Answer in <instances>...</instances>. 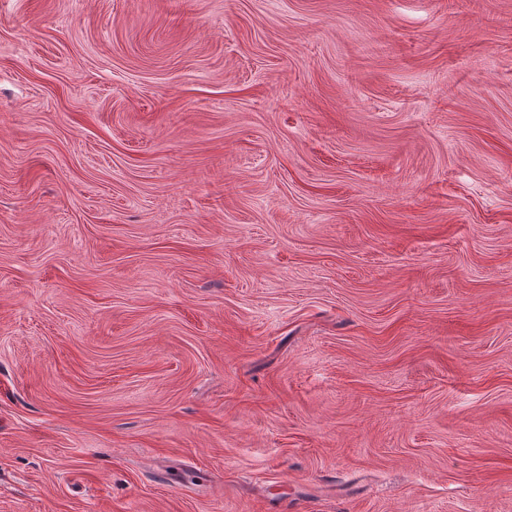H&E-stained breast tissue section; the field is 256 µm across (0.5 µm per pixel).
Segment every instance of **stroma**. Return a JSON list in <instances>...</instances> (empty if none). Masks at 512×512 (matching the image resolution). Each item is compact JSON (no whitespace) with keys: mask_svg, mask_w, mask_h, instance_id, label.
I'll return each mask as SVG.
<instances>
[{"mask_svg":"<svg viewBox=\"0 0 512 512\" xmlns=\"http://www.w3.org/2000/svg\"><path fill=\"white\" fill-rule=\"evenodd\" d=\"M0 512H512V0H0Z\"/></svg>","mask_w":512,"mask_h":512,"instance_id":"1","label":"stroma"}]
</instances>
